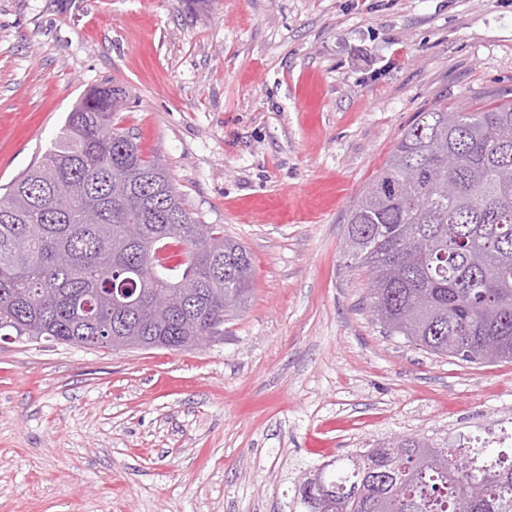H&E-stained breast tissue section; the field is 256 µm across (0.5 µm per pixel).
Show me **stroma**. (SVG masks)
Listing matches in <instances>:
<instances>
[{
  "mask_svg": "<svg viewBox=\"0 0 512 512\" xmlns=\"http://www.w3.org/2000/svg\"><path fill=\"white\" fill-rule=\"evenodd\" d=\"M101 86L253 288L187 350L0 338V512H294L352 450L512 431V360L387 333L343 255L416 113L512 97V0H0V188Z\"/></svg>",
  "mask_w": 512,
  "mask_h": 512,
  "instance_id": "1",
  "label": "stroma"
}]
</instances>
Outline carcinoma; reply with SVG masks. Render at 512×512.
<instances>
[{
  "label": "carcinoma",
  "instance_id": "obj_1",
  "mask_svg": "<svg viewBox=\"0 0 512 512\" xmlns=\"http://www.w3.org/2000/svg\"><path fill=\"white\" fill-rule=\"evenodd\" d=\"M123 91H91L49 150L0 195V331L110 348L124 336L194 346L224 324L253 274L249 252L201 224L114 115ZM345 255L369 273L389 331L475 363L512 359V100L417 113L355 201ZM169 290L165 311L112 305L115 290ZM303 512H512V447L407 437L309 471Z\"/></svg>",
  "mask_w": 512,
  "mask_h": 512
}]
</instances>
